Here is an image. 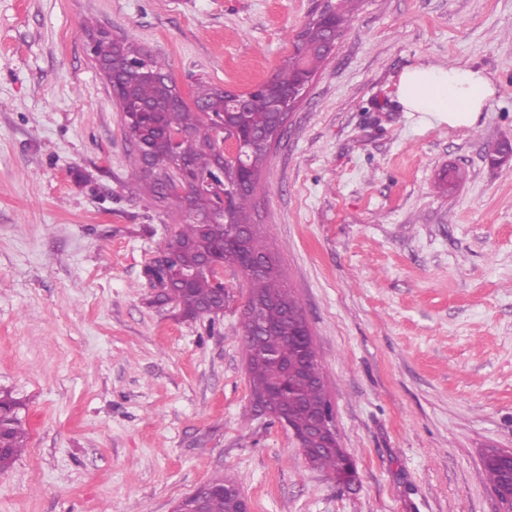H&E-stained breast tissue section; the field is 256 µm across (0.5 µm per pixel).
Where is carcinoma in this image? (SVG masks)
Instances as JSON below:
<instances>
[{
  "label": "carcinoma",
  "mask_w": 512,
  "mask_h": 512,
  "mask_svg": "<svg viewBox=\"0 0 512 512\" xmlns=\"http://www.w3.org/2000/svg\"><path fill=\"white\" fill-rule=\"evenodd\" d=\"M356 0H337L328 5L336 11L337 31L348 29L352 7ZM321 22L315 19L296 35L295 52L288 62L273 76L281 89H291L299 82V66H304L308 76H313L326 60L319 49ZM94 60L104 65L105 74L119 103L126 107L154 103L169 77L165 68L159 76L144 78L130 65L154 61L151 54L128 42L127 39L110 32L102 33L94 48ZM227 112V95L216 87L200 82L191 93V101L179 100L171 103L163 112H153L138 123H131L135 113L123 114L124 131L130 135L139 133L142 144L130 149L129 158L135 174L145 177L149 192L157 199L168 203V207L185 211L190 215L185 223L167 238L162 251L175 257L188 267H197L206 260L215 258L224 262V267L239 273L246 279L247 295L262 303L260 323L266 331L242 322L243 350L251 392L275 390L273 407L298 427L312 426L315 406L333 415L324 382L306 376L294 377L285 373L283 365L298 356L297 345L288 338L286 314L302 310L301 302L287 286L279 269L276 257L265 246L251 227L253 199L258 188L259 171L269 156L266 145L271 123L269 96L260 90L252 94L246 110L231 116L237 127L256 142L253 150V180L250 185L230 195V224H203L200 219L208 217L217 207L218 192L234 183L236 176L230 165L220 166L215 158L211 141L214 134L213 120ZM160 129L182 131L185 137L178 151L157 166L153 162L151 146ZM213 181V185L196 189L191 201H186L178 187L184 181ZM248 235L249 248L259 255L271 256L262 267L248 264L243 256L223 250L224 238ZM145 276L157 293L153 303L165 305L175 303L183 314L191 319L199 316L217 317L234 298L233 288L221 287L208 273L200 272L185 284L168 279L163 266L147 265ZM22 404L9 393L0 392V471L8 469L27 448V433L21 416ZM314 469L323 470L340 482L353 484L357 472L350 456L341 446L323 448L306 457ZM481 463L491 487L503 481L499 449L484 448ZM210 489L203 499L186 496L175 506V512H194L201 507L205 512H235L245 496L235 482L222 476L209 481Z\"/></svg>",
  "instance_id": "carcinoma-1"
}]
</instances>
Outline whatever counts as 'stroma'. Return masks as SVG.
Segmentation results:
<instances>
[{
  "mask_svg": "<svg viewBox=\"0 0 512 512\" xmlns=\"http://www.w3.org/2000/svg\"><path fill=\"white\" fill-rule=\"evenodd\" d=\"M321 0H0V390L26 451L0 512H173L216 476L252 512H499L512 448V0H358L291 110L252 218L301 300L353 485L251 414L241 303L154 305L144 267L186 213L142 193L90 30L190 90L246 92ZM482 70L470 128L424 123L413 64ZM460 175L441 188L444 172ZM500 448H484L481 452V463L487 479L492 488L499 487L503 481V471L505 472L506 482L504 489L509 492V499L512 503V450L508 451V458L499 462Z\"/></svg>",
  "mask_w": 512,
  "mask_h": 512,
  "instance_id": "obj_1",
  "label": "stroma"
}]
</instances>
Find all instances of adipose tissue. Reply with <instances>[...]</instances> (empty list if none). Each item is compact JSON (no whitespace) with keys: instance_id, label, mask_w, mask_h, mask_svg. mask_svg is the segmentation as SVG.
<instances>
[{"instance_id":"obj_1","label":"adipose tissue","mask_w":512,"mask_h":512,"mask_svg":"<svg viewBox=\"0 0 512 512\" xmlns=\"http://www.w3.org/2000/svg\"><path fill=\"white\" fill-rule=\"evenodd\" d=\"M495 93V84L482 70L456 66L411 65L397 82L405 111L423 113L451 128L473 127Z\"/></svg>"}]
</instances>
